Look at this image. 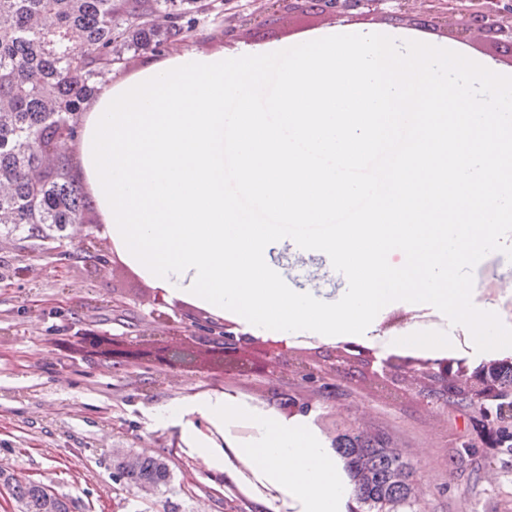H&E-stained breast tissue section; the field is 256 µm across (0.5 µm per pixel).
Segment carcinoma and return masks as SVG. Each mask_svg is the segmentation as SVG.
Instances as JSON below:
<instances>
[{"label": "carcinoma", "mask_w": 512, "mask_h": 512, "mask_svg": "<svg viewBox=\"0 0 512 512\" xmlns=\"http://www.w3.org/2000/svg\"><path fill=\"white\" fill-rule=\"evenodd\" d=\"M217 0H0V224L46 241L45 228L95 223L94 209L75 175L79 118L99 77L127 64L126 53L175 50L196 26L220 15ZM80 31L82 41L72 42ZM412 376L445 363L453 384L436 401L473 426L491 420L487 444L512 457V354L477 365L454 358L395 354ZM329 447L349 490L347 512H425L415 467L396 436L381 426L334 425ZM24 512H44L42 485L2 479ZM112 481L127 486L171 482L163 457L137 455L135 465L112 455Z\"/></svg>", "instance_id": "1"}]
</instances>
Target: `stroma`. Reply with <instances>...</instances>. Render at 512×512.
<instances>
[{"instance_id": "obj_1", "label": "stroma", "mask_w": 512, "mask_h": 512, "mask_svg": "<svg viewBox=\"0 0 512 512\" xmlns=\"http://www.w3.org/2000/svg\"><path fill=\"white\" fill-rule=\"evenodd\" d=\"M262 0H224L222 27H200L186 50L231 52L242 46L289 48L337 24L355 29L392 28L389 14L346 16L303 5L282 7L277 20L254 21ZM82 229L66 225L51 248L0 229V468L49 486L73 503L72 512H225L237 495L240 474L225 462L223 482L197 455L184 425L157 426L159 407L221 397L258 412L294 397L316 399L305 383L280 387L235 371H171L160 378L153 365H115L75 350L89 333L135 336L151 320L152 281L115 249L103 256L83 251ZM125 315L115 318L113 306ZM346 396L329 404L330 416L375 421L409 452L427 512H512V460L495 449L458 453L459 436L473 428L462 417L405 391L385 399L366 371L342 376ZM124 448L169 461L171 487L152 494L114 483L112 452Z\"/></svg>"}]
</instances>
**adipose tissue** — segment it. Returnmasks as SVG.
<instances>
[{
    "label": "adipose tissue",
    "mask_w": 512,
    "mask_h": 512,
    "mask_svg": "<svg viewBox=\"0 0 512 512\" xmlns=\"http://www.w3.org/2000/svg\"><path fill=\"white\" fill-rule=\"evenodd\" d=\"M193 414L217 427L249 423L255 437L245 453L256 472L300 502L302 512H346L348 492L339 479L336 460L308 417L300 415L287 422L273 413L256 415L231 402L208 398L160 407L154 421L166 426Z\"/></svg>",
    "instance_id": "1"
}]
</instances>
